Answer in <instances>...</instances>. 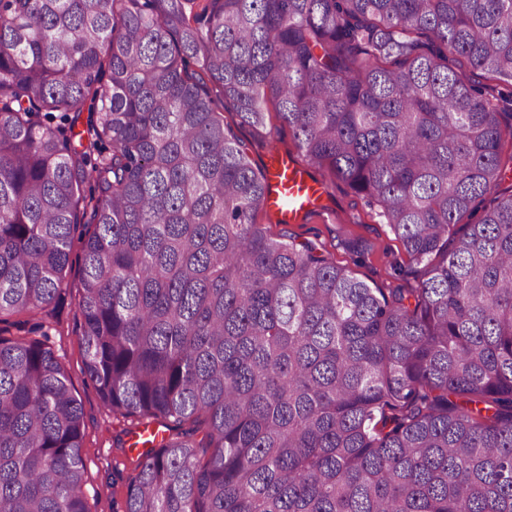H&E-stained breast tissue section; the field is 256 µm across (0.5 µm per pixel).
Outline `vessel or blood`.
<instances>
[{"instance_id": "b4317fda", "label": "vessel or blood", "mask_w": 512, "mask_h": 512, "mask_svg": "<svg viewBox=\"0 0 512 512\" xmlns=\"http://www.w3.org/2000/svg\"><path fill=\"white\" fill-rule=\"evenodd\" d=\"M269 206L273 213L295 222L307 212L318 209L320 185L288 156L275 155L267 164Z\"/></svg>"}]
</instances>
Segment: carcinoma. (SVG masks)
Listing matches in <instances>:
<instances>
[{
    "label": "carcinoma",
    "mask_w": 512,
    "mask_h": 512,
    "mask_svg": "<svg viewBox=\"0 0 512 512\" xmlns=\"http://www.w3.org/2000/svg\"><path fill=\"white\" fill-rule=\"evenodd\" d=\"M491 80L512 84V0H0V316L66 292L79 235L87 374L175 434L123 512H512V104ZM226 112L271 152L276 113L418 286L267 234ZM82 440L48 336H0V512H89Z\"/></svg>",
    "instance_id": "cac0c4a2"
}]
</instances>
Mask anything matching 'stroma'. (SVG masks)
Returning <instances> with one entry per match:
<instances>
[{
	"instance_id": "stroma-1",
	"label": "stroma",
	"mask_w": 512,
	"mask_h": 512,
	"mask_svg": "<svg viewBox=\"0 0 512 512\" xmlns=\"http://www.w3.org/2000/svg\"><path fill=\"white\" fill-rule=\"evenodd\" d=\"M326 190L323 211L292 224H270L268 233L297 243H314L329 261L347 266L369 285L385 289L416 287L417 279L406 267L407 257L400 242L387 225L381 224L365 199L336 178L327 179ZM350 236L358 239L363 256L348 250L346 239ZM78 301L77 289L69 288L62 299L36 317L20 314L1 319L0 334L22 336L37 323L47 332L49 345L64 366L83 408V490L88 508L90 512H113V501L123 500L126 486L135 474L132 455L117 445L130 422L112 413L87 375Z\"/></svg>"
}]
</instances>
